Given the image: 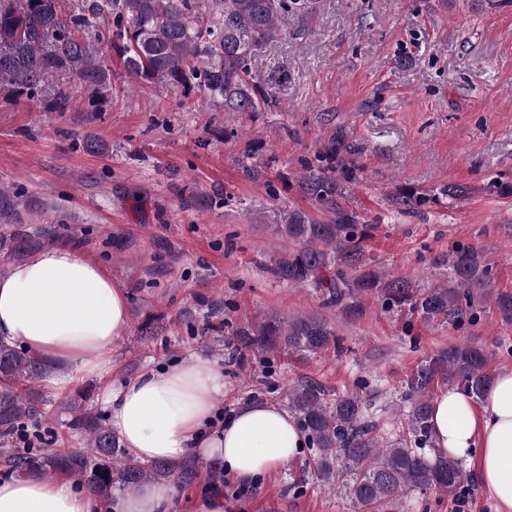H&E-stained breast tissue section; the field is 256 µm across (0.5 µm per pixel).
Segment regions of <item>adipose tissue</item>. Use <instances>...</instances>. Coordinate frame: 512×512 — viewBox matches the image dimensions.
I'll return each instance as SVG.
<instances>
[{
	"label": "adipose tissue",
	"instance_id": "ef3b65f1",
	"mask_svg": "<svg viewBox=\"0 0 512 512\" xmlns=\"http://www.w3.org/2000/svg\"><path fill=\"white\" fill-rule=\"evenodd\" d=\"M124 288L70 247L38 251L0 275V338L69 367L67 383L111 372L109 352L128 327ZM224 369L196 359L106 388L103 401L124 447L140 460L221 461L238 482L297 459L306 438L278 405L249 403L223 416ZM435 444L478 455V477L512 512V369L500 370L481 405L451 388L433 405ZM170 489L145 482L103 503L72 482L31 472L0 474V512H167Z\"/></svg>",
	"mask_w": 512,
	"mask_h": 512
}]
</instances>
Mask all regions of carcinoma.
<instances>
[{
    "label": "carcinoma",
    "mask_w": 512,
    "mask_h": 512,
    "mask_svg": "<svg viewBox=\"0 0 512 512\" xmlns=\"http://www.w3.org/2000/svg\"><path fill=\"white\" fill-rule=\"evenodd\" d=\"M316 0H83L78 11L60 12L59 0H0V95L38 96L48 76L60 74L91 95L112 90L111 69L102 46L110 45L143 83H163L185 95L199 92L227 112H257L272 103L250 82L258 49L288 33V26L315 8ZM304 189L336 212L331 224L302 213L288 215L278 231L290 250L272 259V273L291 285L321 294L353 318L365 309L360 297L378 298L387 310L408 308L425 321L459 327L477 319L475 302L486 287V256L458 245L448 255L451 284L420 288L369 262L364 242L373 225L358 224L338 211L336 177L309 166ZM14 196L0 187V224H8ZM28 234L0 232V250L21 251ZM501 321L512 325V292L493 295ZM231 327L253 354L320 355L342 352L336 327L317 315L289 319L270 316L255 324L206 323L201 334ZM490 355L482 347L457 343L421 361L407 377L402 402L404 428L389 441L372 402L357 393L338 395L325 385L303 380L288 393V412L315 448L314 472L327 487L340 490L361 512H378L412 491L458 496L469 478L459 460L435 447L430 417L435 389L457 387L480 400L489 390ZM47 364L36 352L0 340V455L23 474L45 469L73 478L90 492L109 497L114 488L132 489L145 480L182 486L203 478L224 483V466L171 463L146 465L128 456L118 436L77 404L68 406L70 429L79 447H56L43 401L34 394Z\"/></svg>",
    "instance_id": "cac0c4a2"
}]
</instances>
